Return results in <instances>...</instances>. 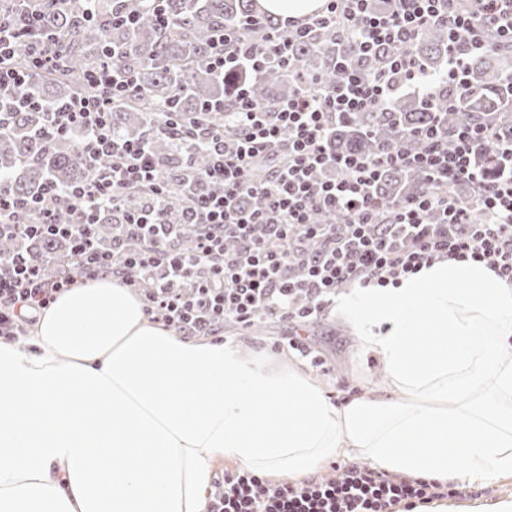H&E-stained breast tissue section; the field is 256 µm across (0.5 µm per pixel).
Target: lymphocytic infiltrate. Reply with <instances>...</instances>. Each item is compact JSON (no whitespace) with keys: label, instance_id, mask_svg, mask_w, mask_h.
Returning a JSON list of instances; mask_svg holds the SVG:
<instances>
[{"label":"lymphocytic infiltrate","instance_id":"f902f5d3","mask_svg":"<svg viewBox=\"0 0 512 512\" xmlns=\"http://www.w3.org/2000/svg\"><path fill=\"white\" fill-rule=\"evenodd\" d=\"M470 2L469 9L456 11L450 0H395L390 12L378 14L369 10L368 0H324L322 10L304 22L288 18L270 32L254 15L225 30L209 61L222 73L238 66L253 72L285 59L289 44L316 24L336 20L374 70L347 69L333 91L305 84L273 110L258 105L248 81H241L232 111L214 129L166 119L165 132L191 136L210 157L201 181L207 192H199V183L183 188L188 202L181 221L201 229L189 252L176 247L177 234L166 217L168 194L152 152L143 141L115 135L108 124L113 97L131 89L129 77L113 64L90 70L98 95L46 107L47 129L78 132L87 157L106 155L112 163L93 170L84 184L63 192L51 188L28 201L11 199L0 184V235L46 234L71 245V260L58 278L44 276L40 260L27 255L0 261V337L19 338L59 294L108 273L135 288L146 315L178 335L211 337L229 323L247 329L277 319L295 329L279 348L304 357L311 348L302 329L353 284L395 286L433 262L452 258L484 263L512 285V170L493 175L472 161L475 144L493 139L490 126L467 123L452 135L431 127L418 152L398 147L338 157L327 150L332 122L387 103L395 91L427 95L441 82L463 88L467 56L485 48L482 30L512 41V0ZM437 23L471 33L463 47L449 40L440 79L427 75L409 51L417 35ZM28 28L26 20L0 6V106L30 86L34 71L61 62L54 44L41 39L27 46L31 70L11 67ZM251 32L260 33V43L248 40ZM389 45L394 53L382 55ZM321 166L340 169V177L316 179ZM390 167L419 168L434 183L466 180L479 191L477 203L422 194L399 200L388 222L380 223L373 187ZM130 190L144 193L142 208L126 218L143 235L144 249L129 251L116 243L111 254L97 252L92 229L98 212L119 208ZM256 195L265 199V208L248 209V198ZM319 210L338 212L341 225L313 223ZM444 496L438 483L351 463L332 477L294 484H272L247 471L225 476L207 512H407Z\"/></svg>","mask_w":512,"mask_h":512}]
</instances>
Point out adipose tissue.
Here are the masks:
<instances>
[{
  "label": "adipose tissue",
  "instance_id": "obj_1",
  "mask_svg": "<svg viewBox=\"0 0 512 512\" xmlns=\"http://www.w3.org/2000/svg\"><path fill=\"white\" fill-rule=\"evenodd\" d=\"M336 311L385 379L338 404L308 371L171 334L119 279L0 340V512H206L219 460L305 477L333 458L441 485L512 476V286L434 262Z\"/></svg>",
  "mask_w": 512,
  "mask_h": 512
}]
</instances>
